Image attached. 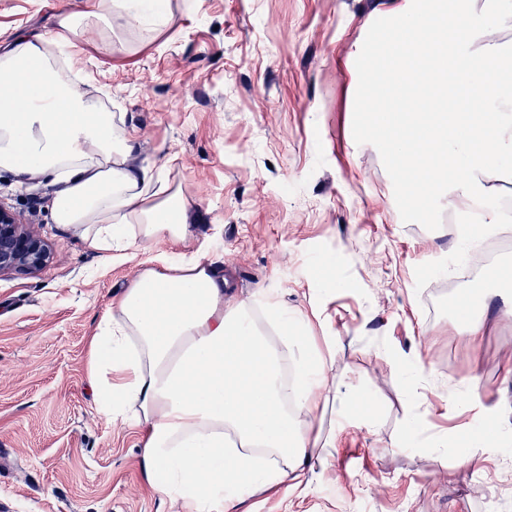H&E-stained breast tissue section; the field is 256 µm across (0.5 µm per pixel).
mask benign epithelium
Instances as JSON below:
<instances>
[{"label":"benign epithelium","instance_id":"7a95c632","mask_svg":"<svg viewBox=\"0 0 512 512\" xmlns=\"http://www.w3.org/2000/svg\"><path fill=\"white\" fill-rule=\"evenodd\" d=\"M48 258V249L37 231L17 222L9 211L0 209V273H34Z\"/></svg>","mask_w":512,"mask_h":512}]
</instances>
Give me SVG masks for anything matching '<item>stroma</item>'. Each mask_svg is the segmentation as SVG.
<instances>
[{
	"mask_svg": "<svg viewBox=\"0 0 512 512\" xmlns=\"http://www.w3.org/2000/svg\"><path fill=\"white\" fill-rule=\"evenodd\" d=\"M382 2L170 0L165 28L126 30L133 52L97 31L78 39L81 76L109 94L131 163L171 162L170 181L197 208V242L234 279L232 300L271 302L334 336L330 382L380 405L371 427L326 409L336 444L316 462L318 482L302 496L258 495L247 512H512V316L476 308L485 330L474 345L457 311L430 313L458 250L448 205L432 197L417 222L394 196L400 172L354 142L345 60L379 41ZM78 3L0 0V31L49 32ZM52 196L47 180L0 172V207L51 250L38 272L0 274V512H177L141 474L138 431L98 413L85 370L112 297L173 246L103 258L52 222ZM488 419L502 440L476 448L480 466L431 449Z\"/></svg>",
	"mask_w": 512,
	"mask_h": 512,
	"instance_id": "35a3bbf8",
	"label": "stroma"
}]
</instances>
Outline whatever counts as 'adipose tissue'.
<instances>
[{
  "label": "adipose tissue",
  "mask_w": 512,
  "mask_h": 512,
  "mask_svg": "<svg viewBox=\"0 0 512 512\" xmlns=\"http://www.w3.org/2000/svg\"><path fill=\"white\" fill-rule=\"evenodd\" d=\"M170 0H83L55 30L0 40V170L44 175L56 185L54 223L103 257L145 243L187 242L196 213L168 180L169 164L131 165L126 130L72 76L80 32L108 34L145 22L160 29ZM394 41L366 60L359 88V139L407 171L398 194L419 204V182L449 208L479 210L478 230L512 225L495 204L512 157V0H396L385 11ZM483 87L485 109L459 111L458 90ZM433 98L431 112L391 111L398 96ZM24 108H17V101ZM230 280L202 250L138 271L100 317L86 375L101 415L141 433L140 468L183 512H243L277 488L305 494L308 463L336 442L311 413L334 402L340 415L373 423L377 406L360 389H329L333 337L312 342L308 320L262 300L232 303Z\"/></svg>",
  "instance_id": "obj_1"
}]
</instances>
